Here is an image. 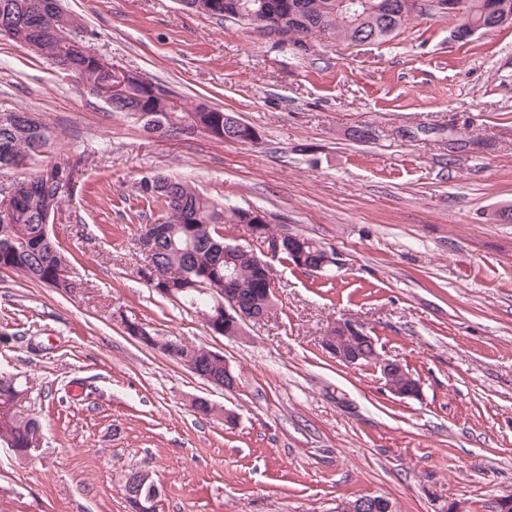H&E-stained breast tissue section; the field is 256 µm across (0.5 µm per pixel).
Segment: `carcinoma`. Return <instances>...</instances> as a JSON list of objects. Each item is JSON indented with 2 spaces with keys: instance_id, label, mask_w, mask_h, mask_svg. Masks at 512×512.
I'll return each instance as SVG.
<instances>
[{
  "instance_id": "cac0c4a2",
  "label": "carcinoma",
  "mask_w": 512,
  "mask_h": 512,
  "mask_svg": "<svg viewBox=\"0 0 512 512\" xmlns=\"http://www.w3.org/2000/svg\"><path fill=\"white\" fill-rule=\"evenodd\" d=\"M52 0H0V36L31 50L36 56L70 72L93 96L101 81L92 58L75 45L73 36L80 24L71 15L58 16L50 9ZM184 6L220 20L260 23L273 11L279 18L277 33L282 43H295L302 36H330L355 46L375 44L388 38L387 27L398 31L417 13L397 8L388 15V6L400 0H361L359 16L343 7L344 0H181ZM494 0H465V11L457 17L456 28L491 29L494 23L488 13ZM132 92L112 105L151 132L160 122L177 126L192 120L206 132L237 135L239 126L226 127L232 114L203 102L189 103L177 97L168 87L150 82V87L130 79ZM53 140V131L33 112L13 108L0 109V168L12 166L17 156L34 160L44 153ZM76 169L54 166L36 171L27 179L14 182L20 198L6 215L13 229L0 226V270L7 269L24 277L71 293L75 280L62 275L69 263L58 242L49 234L55 209L49 208V182L59 177L75 178ZM142 198L156 207L160 215L152 223L155 238L154 269L144 271L155 288H166L177 302L200 315L207 328L224 335V307L209 295L190 287L207 286L224 281V269L236 272L243 301L253 319L270 310L272 300L266 295L265 277L255 256L266 240L277 236L273 227H265L266 235L252 239L241 250L224 240V225L249 224L248 209L228 203L220 204L200 192L190 182L169 176H156L140 181ZM328 252L325 245L312 239L288 237L280 255L281 262L305 272L319 264ZM159 350L171 359L192 364L201 374H224L215 367L207 347L187 348L181 342L160 339ZM24 389L7 376H0V444L4 443L23 460L31 456L40 442L39 422L20 404ZM133 512H155L152 482L137 487V494L126 497Z\"/></svg>"
}]
</instances>
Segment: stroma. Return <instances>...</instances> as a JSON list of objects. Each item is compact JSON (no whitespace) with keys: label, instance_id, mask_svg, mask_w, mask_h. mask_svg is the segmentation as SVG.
<instances>
[{"label":"stroma","instance_id":"obj_1","mask_svg":"<svg viewBox=\"0 0 512 512\" xmlns=\"http://www.w3.org/2000/svg\"><path fill=\"white\" fill-rule=\"evenodd\" d=\"M63 4L114 66L235 113L259 142L151 136L0 37V106L54 131L36 168L78 170L50 231L79 284L0 271V373L42 429L28 459L0 447V512H128L136 466L160 512H336L370 493L397 512H495L512 494V24L464 43L428 12L376 45L316 37L300 53L179 0ZM159 173L266 210L336 264L272 262L268 317L213 335L140 274V181ZM126 317L222 353L235 389L146 348ZM344 317L421 379L420 399L325 352ZM194 397L216 413H193Z\"/></svg>","mask_w":512,"mask_h":512}]
</instances>
